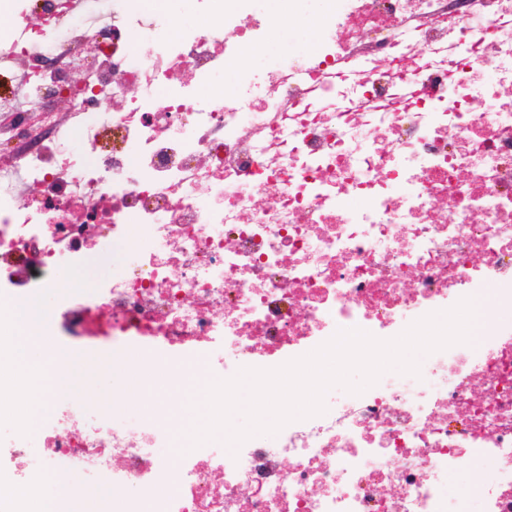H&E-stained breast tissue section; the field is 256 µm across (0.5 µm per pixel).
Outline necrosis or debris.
<instances>
[{
	"mask_svg": "<svg viewBox=\"0 0 512 512\" xmlns=\"http://www.w3.org/2000/svg\"><path fill=\"white\" fill-rule=\"evenodd\" d=\"M103 2L86 0L85 20L71 0H0V142L14 145L0 159V301L61 289L48 327L226 379L340 329L394 338L489 280L512 299V0H330L316 44L239 67L230 98L226 34L260 43L304 23L306 0L288 16L194 0L204 28L179 0L149 15ZM343 57L359 78L337 73ZM75 137L83 152L65 150ZM120 242L110 282L63 283ZM177 445L165 418L115 421L75 397L38 464L25 425L0 436V469L33 492L78 471L57 512L105 479L154 512H512V327L431 353L419 375L383 374L271 442L231 455L211 441L173 468L162 451ZM470 461L490 479L452 483Z\"/></svg>",
	"mask_w": 512,
	"mask_h": 512,
	"instance_id": "obj_1",
	"label": "necrosis or debris"
}]
</instances>
